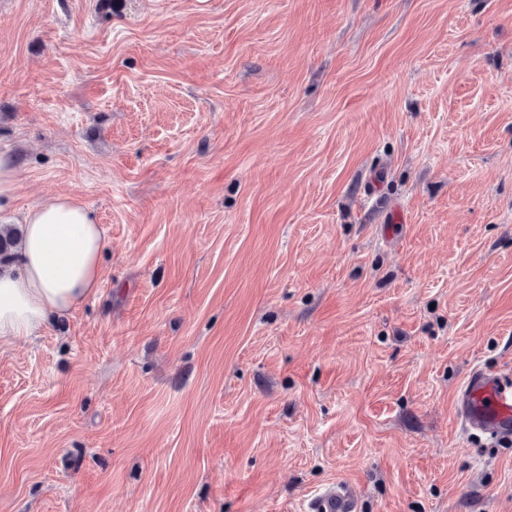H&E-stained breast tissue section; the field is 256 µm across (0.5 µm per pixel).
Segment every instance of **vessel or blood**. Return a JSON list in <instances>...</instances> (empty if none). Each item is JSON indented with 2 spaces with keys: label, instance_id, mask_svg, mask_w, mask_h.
I'll list each match as a JSON object with an SVG mask.
<instances>
[{
  "label": "vessel or blood",
  "instance_id": "b4317fda",
  "mask_svg": "<svg viewBox=\"0 0 512 512\" xmlns=\"http://www.w3.org/2000/svg\"><path fill=\"white\" fill-rule=\"evenodd\" d=\"M459 419L470 434L492 440L512 438V383L496 372H469L457 395ZM305 512H360V500L344 481L329 484L306 501Z\"/></svg>",
  "mask_w": 512,
  "mask_h": 512
}]
</instances>
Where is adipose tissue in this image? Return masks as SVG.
I'll list each match as a JSON object with an SVG mask.
<instances>
[{
	"instance_id": "adipose-tissue-1",
	"label": "adipose tissue",
	"mask_w": 512,
	"mask_h": 512,
	"mask_svg": "<svg viewBox=\"0 0 512 512\" xmlns=\"http://www.w3.org/2000/svg\"><path fill=\"white\" fill-rule=\"evenodd\" d=\"M21 230L0 259V346L28 340L50 316L80 306L102 276L103 230L81 202L48 199L27 210Z\"/></svg>"
}]
</instances>
